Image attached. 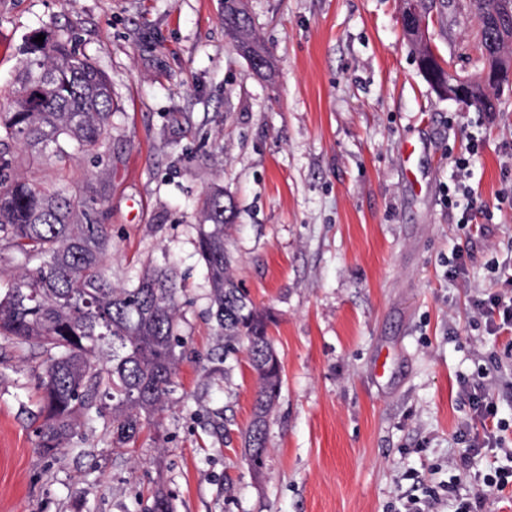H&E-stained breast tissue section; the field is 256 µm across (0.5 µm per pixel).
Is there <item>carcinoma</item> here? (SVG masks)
<instances>
[{
  "label": "carcinoma",
  "mask_w": 512,
  "mask_h": 512,
  "mask_svg": "<svg viewBox=\"0 0 512 512\" xmlns=\"http://www.w3.org/2000/svg\"><path fill=\"white\" fill-rule=\"evenodd\" d=\"M503 0H469L475 14H501ZM421 14L455 22L450 0H418ZM224 28L231 43L249 56L273 62L260 42L245 0H224ZM45 35L41 43L34 42ZM422 73L440 85L446 73L435 61L428 38L406 36ZM512 43L485 22L478 26L481 59H505ZM20 94L13 111L0 114V242L24 259L14 285L0 293V338L17 347L41 349L38 375L43 403L36 428L42 454L53 457L77 434L92 410L112 403V446L135 444L158 425L175 392L180 361L178 284L172 267L153 268L136 280L112 284L105 264L112 247L110 225L100 219L97 199L82 200L60 187L47 190L12 175V146L19 143L64 164L74 150L97 151L112 133V87L107 75L76 52L70 36L34 31L24 47ZM474 108L494 110L489 88H476ZM234 215L232 200L216 189L206 195L198 225V253L210 283L214 317L224 335V355L244 347L257 375L253 419L244 434L250 465L267 454L269 415L282 387L281 365L267 334L268 317L239 287L224 248V227ZM144 512H174L172 500L156 492Z\"/></svg>",
  "instance_id": "obj_1"
}]
</instances>
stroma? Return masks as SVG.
Segmentation results:
<instances>
[{
	"instance_id": "1",
	"label": "stroma",
	"mask_w": 512,
	"mask_h": 512,
	"mask_svg": "<svg viewBox=\"0 0 512 512\" xmlns=\"http://www.w3.org/2000/svg\"><path fill=\"white\" fill-rule=\"evenodd\" d=\"M272 77L224 34V0H0V113L11 111L27 37L70 33L112 82L103 157L66 165L16 148L14 173L78 197L104 195L109 272L178 274L183 360L169 408L132 451L113 448L111 407L92 414L56 459L35 428L37 346L0 340V512H136L168 492L174 512H435L480 497L512 512V489L485 486L512 464V333L486 332L473 304L512 275V88L487 118L437 94L400 22V0H248ZM478 23L429 22L431 44L461 75L479 73ZM415 148L406 155L405 144ZM479 153L466 183L492 215L461 228L444 198L454 157ZM236 205L234 275L271 318L282 365L268 453L244 457L256 376L224 339L198 254L200 200ZM469 252L464 278L453 253ZM483 383L505 423L504 449L461 468L472 433L467 386Z\"/></svg>"
}]
</instances>
